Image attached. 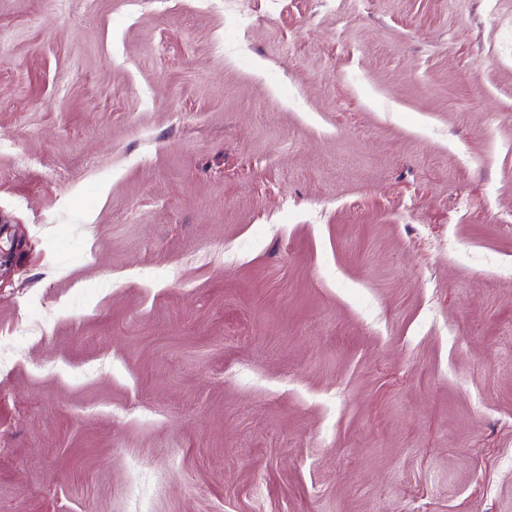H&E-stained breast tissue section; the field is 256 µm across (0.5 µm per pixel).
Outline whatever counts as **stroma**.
Listing matches in <instances>:
<instances>
[{"mask_svg":"<svg viewBox=\"0 0 512 512\" xmlns=\"http://www.w3.org/2000/svg\"><path fill=\"white\" fill-rule=\"evenodd\" d=\"M0 0V512H512V0Z\"/></svg>","mask_w":512,"mask_h":512,"instance_id":"35a3bbf8","label":"stroma"}]
</instances>
